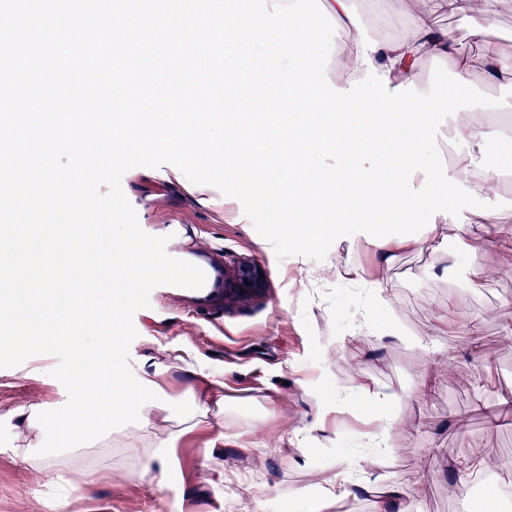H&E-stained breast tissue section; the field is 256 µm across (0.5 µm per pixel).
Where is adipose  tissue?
<instances>
[{
	"mask_svg": "<svg viewBox=\"0 0 512 512\" xmlns=\"http://www.w3.org/2000/svg\"><path fill=\"white\" fill-rule=\"evenodd\" d=\"M487 7L469 14L471 36L481 42V52L474 57H461L446 31L428 18H409L398 36L379 42L370 58L378 74L387 76L391 85L409 83L415 78L418 63L427 56L448 61L457 85L467 88L477 83H490L512 88V50L487 42L486 31L491 22L494 0ZM352 0H325V23L328 30L344 32L350 51L338 80L340 88L362 78V47L355 25L345 11ZM497 122L480 125L470 122L468 112H459L455 136L463 143L448 174L463 185L483 177L484 194L500 196L512 192L511 183L484 178L481 159L492 150L500 137ZM74 326L66 341L75 358L61 382L62 402L45 406L40 413L25 414L17 410L7 419L19 440L13 452L30 464H38L32 456L35 448H108L113 437H121L124 447L137 449L142 461V474L170 471L169 451L186 434V422L211 428L214 442L224 439V382L219 371L195 359L191 353L175 356L173 369L181 371L189 388L181 401L171 399L149 376L130 378L118 372L106 352L114 346L110 336H91L84 326L81 312L73 314ZM105 383L104 392L94 389Z\"/></svg>",
	"mask_w": 512,
	"mask_h": 512,
	"instance_id": "adipose-tissue-1",
	"label": "adipose tissue"
}]
</instances>
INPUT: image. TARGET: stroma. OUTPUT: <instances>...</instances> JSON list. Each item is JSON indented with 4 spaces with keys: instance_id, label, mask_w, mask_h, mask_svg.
<instances>
[{
    "instance_id": "stroma-1",
    "label": "stroma",
    "mask_w": 512,
    "mask_h": 512,
    "mask_svg": "<svg viewBox=\"0 0 512 512\" xmlns=\"http://www.w3.org/2000/svg\"><path fill=\"white\" fill-rule=\"evenodd\" d=\"M353 6L369 39L390 35L377 13L417 15L446 30L459 55L475 50L465 16L436 0ZM121 187L142 230L167 238L168 255L206 275L202 293L152 290L133 317L132 372H153L184 348L221 371L224 443L204 456L210 434L197 428L172 449L164 478L141 477L127 448H52L48 466L25 465L3 417L58 398L57 358L35 355L0 368V512H377L371 484L406 490L409 512H473L469 491L451 488L448 474L474 443L495 472L487 512H512V416L488 426L512 396V326L499 315L512 303V275L500 274L499 254L483 242L480 208L435 213L443 237L397 251L389 265L354 236L335 240L321 261L280 259L238 199L173 166L132 168ZM456 223L471 236L455 239ZM228 255L262 261L264 297L225 304L216 265ZM478 264L487 276L473 291ZM367 279L388 292L370 318ZM451 305L473 321V335L438 328ZM384 387L395 400L371 402Z\"/></svg>"
}]
</instances>
